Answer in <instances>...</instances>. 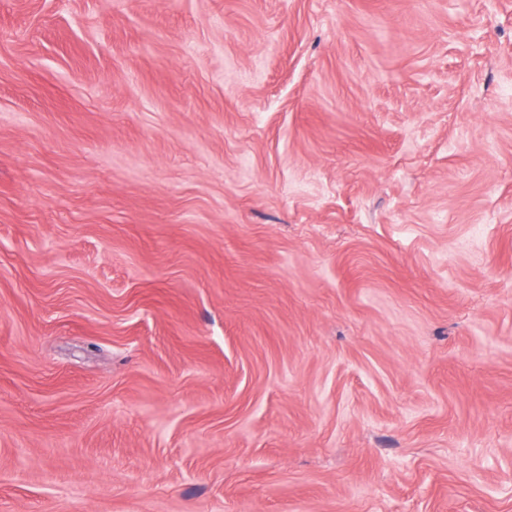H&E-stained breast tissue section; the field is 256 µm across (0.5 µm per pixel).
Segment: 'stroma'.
Instances as JSON below:
<instances>
[{"label":"stroma","mask_w":512,"mask_h":512,"mask_svg":"<svg viewBox=\"0 0 512 512\" xmlns=\"http://www.w3.org/2000/svg\"><path fill=\"white\" fill-rule=\"evenodd\" d=\"M0 512H512V0H0Z\"/></svg>","instance_id":"35a3bbf8"}]
</instances>
